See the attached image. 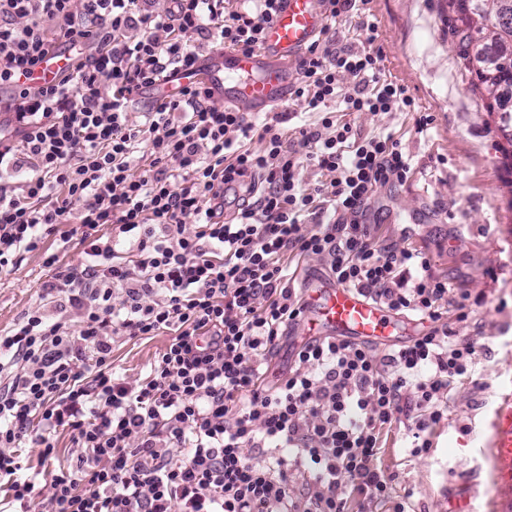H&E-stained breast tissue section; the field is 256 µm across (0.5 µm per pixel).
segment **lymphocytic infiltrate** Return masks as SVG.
Listing matches in <instances>:
<instances>
[{"mask_svg": "<svg viewBox=\"0 0 512 512\" xmlns=\"http://www.w3.org/2000/svg\"><path fill=\"white\" fill-rule=\"evenodd\" d=\"M0 0V273L39 252L41 302L0 334V512H349L391 498L375 465L404 425L412 456L430 448L457 378L478 354L456 330L468 292L420 251L380 241L377 190L403 185L411 158L392 135H366L337 111L412 107L384 79L380 49L339 44L329 23L352 0H322L326 27L298 63L288 112L264 123L217 104L201 84L157 96L142 122L133 94L205 49L250 53L282 0ZM73 68L22 85L53 48ZM258 140L260 149L249 146ZM326 176L303 187L301 172ZM78 240L77 263L45 249ZM323 258L337 283L388 311L429 320L411 343L377 353L335 336L270 360L301 319L292 260ZM452 303L455 323L444 322ZM169 332L136 383L112 368L115 343ZM69 434V465L55 463ZM37 450V464L20 448ZM306 477L294 493L296 477Z\"/></svg>", "mask_w": 512, "mask_h": 512, "instance_id": "f902f5d3", "label": "lymphocytic infiltrate"}]
</instances>
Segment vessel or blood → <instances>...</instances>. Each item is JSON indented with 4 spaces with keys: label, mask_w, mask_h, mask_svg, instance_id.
Returning <instances> with one entry per match:
<instances>
[{
    "label": "vessel or blood",
    "mask_w": 512,
    "mask_h": 512,
    "mask_svg": "<svg viewBox=\"0 0 512 512\" xmlns=\"http://www.w3.org/2000/svg\"><path fill=\"white\" fill-rule=\"evenodd\" d=\"M321 0H283L267 27L265 45L252 53L215 50L205 54L192 72L179 73L180 85L204 83L214 100L248 112L281 104L288 92V68L299 61L324 25ZM69 54L56 52L33 70L27 80L38 87L70 69ZM308 309L299 327L304 336H346L389 346L398 333L396 320L374 301L333 279L305 283ZM496 480L512 488V408L500 409L489 442Z\"/></svg>",
    "instance_id": "1"
}]
</instances>
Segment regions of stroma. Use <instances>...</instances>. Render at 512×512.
<instances>
[{
	"instance_id": "stroma-1",
	"label": "stroma",
	"mask_w": 512,
	"mask_h": 512,
	"mask_svg": "<svg viewBox=\"0 0 512 512\" xmlns=\"http://www.w3.org/2000/svg\"><path fill=\"white\" fill-rule=\"evenodd\" d=\"M370 24L384 78L414 101L406 110L341 115L363 133L392 134L412 159L405 185L370 199V217L381 239L421 250L436 276L480 301L457 326L477 346L476 362L454 382L429 453L410 456L404 428L395 427L376 465L394 475L391 502L407 512H501L487 443L497 410L512 404V162L502 154L512 144V112L485 109L448 32V0L358 2L335 29L341 43L362 47ZM425 115L432 122L421 132ZM411 212L415 223H401ZM45 275L38 252L0 275V331L39 303ZM169 340L162 332L117 343L115 371L130 382L144 377Z\"/></svg>"
}]
</instances>
